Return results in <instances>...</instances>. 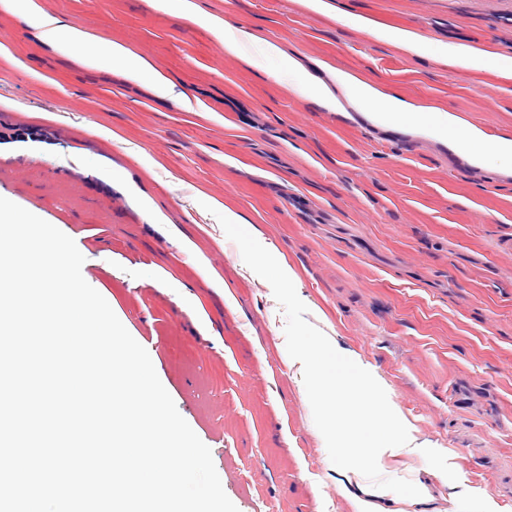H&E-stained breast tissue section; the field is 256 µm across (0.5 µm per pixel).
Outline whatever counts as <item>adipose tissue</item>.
Segmentation results:
<instances>
[{"label": "adipose tissue", "mask_w": 512, "mask_h": 512, "mask_svg": "<svg viewBox=\"0 0 512 512\" xmlns=\"http://www.w3.org/2000/svg\"><path fill=\"white\" fill-rule=\"evenodd\" d=\"M338 17L374 39L396 45L410 56L429 54L435 61L466 71L489 69L505 83L512 84V56L486 49L463 51L446 44L432 49L414 33L388 27L377 20L343 11ZM207 23L226 53L234 55L245 68L288 83L300 99L314 101L325 111L339 115L361 112L372 122L382 125L402 122L427 137L451 136L460 154L478 164H499L512 174L510 138H490L482 130L461 127L458 117L448 111L407 102L347 72H335L333 82H326L275 40L219 20L212 19ZM36 38L42 45L73 57L85 66L109 70L131 81L150 78L151 91L158 99L181 103L187 100L176 82L155 73L146 58L122 43L91 41L76 27L47 15L37 25Z\"/></svg>", "instance_id": "ef3b65f1"}]
</instances>
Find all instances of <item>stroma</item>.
I'll use <instances>...</instances> for the list:
<instances>
[{
	"label": "stroma",
	"mask_w": 512,
	"mask_h": 512,
	"mask_svg": "<svg viewBox=\"0 0 512 512\" xmlns=\"http://www.w3.org/2000/svg\"><path fill=\"white\" fill-rule=\"evenodd\" d=\"M174 79L146 82L43 48L0 4V197L76 235L238 512H358L301 379L285 314L227 239L242 213L295 275L306 319L385 389L413 455L383 450L389 512H512V174L414 130L338 116L246 69L206 24L153 0H34ZM307 62L512 138V87L408 57L303 0H194ZM430 46L512 56V0H343ZM214 227L213 234L202 225Z\"/></svg>",
	"instance_id": "35a3bbf8"
}]
</instances>
